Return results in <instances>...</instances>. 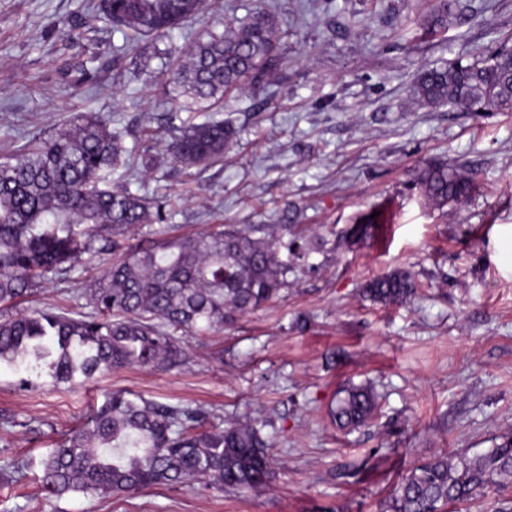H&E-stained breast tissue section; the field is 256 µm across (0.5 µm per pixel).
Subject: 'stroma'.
<instances>
[{
	"label": "stroma",
	"mask_w": 512,
	"mask_h": 512,
	"mask_svg": "<svg viewBox=\"0 0 512 512\" xmlns=\"http://www.w3.org/2000/svg\"><path fill=\"white\" fill-rule=\"evenodd\" d=\"M99 2L0 0V156L97 112L127 150L158 139L147 166L110 175L160 211L124 235L122 250L152 244L161 229L282 223L321 248L278 300L190 337L186 364L70 384L1 363L0 462L29 466L0 481V512H382L406 470L481 452L512 430V112L424 107L409 96L421 67L473 62L512 36V0H460L464 14L433 38L416 18L439 0H205L170 36L131 47ZM267 6L278 24L276 79L212 113H174L162 74L176 48L210 22ZM211 117L237 131L223 161L174 164L165 141ZM433 159L472 172L465 205L424 204L414 177ZM373 212V237L349 239ZM105 267L85 260L21 307L90 313L85 281ZM396 270L416 281L410 302L363 296L367 281ZM362 385L374 389L373 416L337 427L332 400ZM114 392L199 406L213 425L271 420V488L45 492L41 459Z\"/></svg>",
	"instance_id": "1"
}]
</instances>
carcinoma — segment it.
Wrapping results in <instances>:
<instances>
[{"instance_id":"1","label":"carcinoma","mask_w":512,"mask_h":512,"mask_svg":"<svg viewBox=\"0 0 512 512\" xmlns=\"http://www.w3.org/2000/svg\"><path fill=\"white\" fill-rule=\"evenodd\" d=\"M203 0H102V11L129 45L161 37L197 16ZM452 3L442 0L427 21L447 27ZM274 16L257 10L236 26L195 39L167 71L177 109L207 112L227 96L258 87L279 69ZM427 107L467 112L512 111V46L503 41L487 58L424 68L411 87ZM235 136L222 120L181 128L166 145L186 169L216 163ZM128 165L120 135L91 113L77 114L47 138L0 160V305L38 291L48 278H67L85 255L119 247V237L153 218L152 202L114 188L112 170ZM416 184L438 209L467 201L473 179L436 159L420 167ZM304 237L286 224L220 225L163 238L131 250L85 288L93 312L76 317L35 310L0 320V362L48 369L57 382L90 379L115 369L165 368L183 362V338L218 332L226 318L277 299L288 275L303 271ZM416 290L397 270L366 283L363 293L385 305ZM376 407L367 388H345L329 414L342 427L365 423ZM200 407L153 402L132 393L108 396L41 461L40 481L54 494L137 493L152 485L198 479L216 488L258 490L274 472L263 435L267 421L230 420L203 427ZM512 485V432L485 451L439 455L402 476L389 512H448L491 487Z\"/></svg>"}]
</instances>
